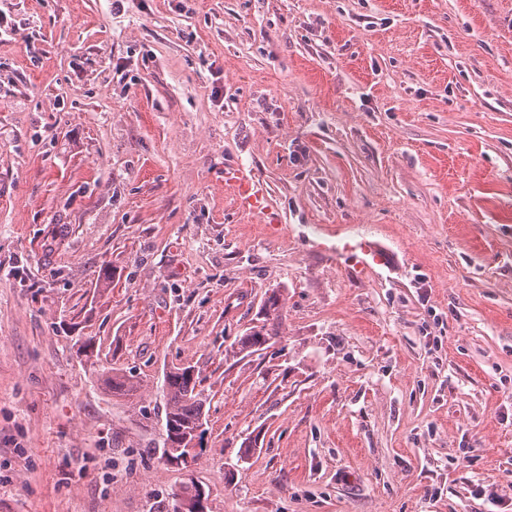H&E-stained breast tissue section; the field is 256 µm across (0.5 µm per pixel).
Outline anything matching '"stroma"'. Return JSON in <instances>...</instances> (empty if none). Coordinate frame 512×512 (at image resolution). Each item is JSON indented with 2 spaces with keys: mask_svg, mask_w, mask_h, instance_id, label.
<instances>
[{
  "mask_svg": "<svg viewBox=\"0 0 512 512\" xmlns=\"http://www.w3.org/2000/svg\"><path fill=\"white\" fill-rule=\"evenodd\" d=\"M0 21V512H150L189 479L207 512H490L478 484L512 488V0H0ZM271 288L279 338L233 354ZM183 365L206 400L188 473L141 413ZM122 369L138 397L104 387ZM224 183L231 189L239 207L244 211L266 210L265 189L255 177L247 176L239 170H231L224 173Z\"/></svg>",
  "mask_w": 512,
  "mask_h": 512,
  "instance_id": "35a3bbf8",
  "label": "stroma"
}]
</instances>
